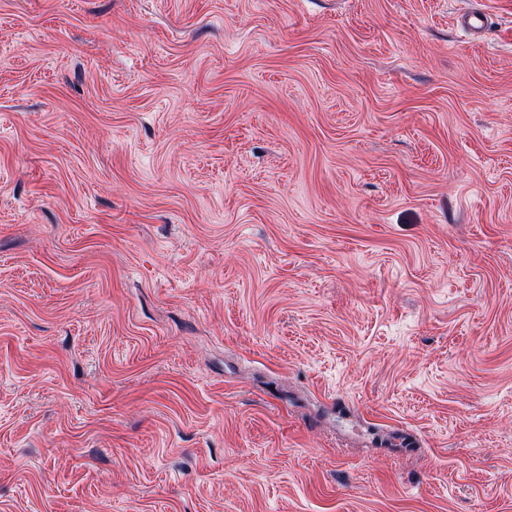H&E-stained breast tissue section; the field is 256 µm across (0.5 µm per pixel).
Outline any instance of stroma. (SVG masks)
Instances as JSON below:
<instances>
[{"label":"stroma","instance_id":"35a3bbf8","mask_svg":"<svg viewBox=\"0 0 512 512\" xmlns=\"http://www.w3.org/2000/svg\"><path fill=\"white\" fill-rule=\"evenodd\" d=\"M0 512H512V0H0Z\"/></svg>","mask_w":512,"mask_h":512}]
</instances>
